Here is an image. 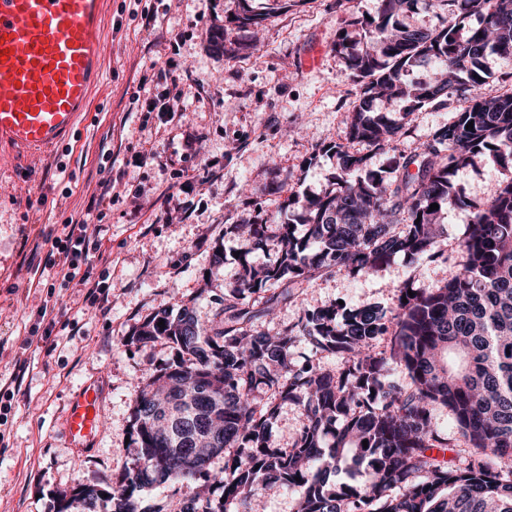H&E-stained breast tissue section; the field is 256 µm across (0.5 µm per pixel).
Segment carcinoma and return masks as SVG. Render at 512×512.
<instances>
[{"label":"carcinoma","mask_w":512,"mask_h":512,"mask_svg":"<svg viewBox=\"0 0 512 512\" xmlns=\"http://www.w3.org/2000/svg\"><path fill=\"white\" fill-rule=\"evenodd\" d=\"M251 2L239 0L233 20L258 24L273 13ZM417 2L376 0L374 13L352 22L363 31L360 48L339 34L334 50L359 89L346 143L318 148L336 158L329 189L298 214L291 193L275 211L230 225L248 246L211 319L184 305L142 322L127 344L161 341L173 355L135 401V462L110 490L77 487L58 512H163L142 507L141 492L184 482L196 491L179 512H254L272 490L295 492L296 512H512V87L488 97L480 81L487 56L512 62V0H426L442 18L434 29L406 21ZM421 66L429 78L409 82ZM383 98L404 102L402 114L384 111ZM453 99L463 107L450 121L416 150L398 151L416 112ZM374 151L396 155L374 171ZM478 157L511 177L493 196L468 200L456 177ZM461 205L471 210L462 267L444 287L408 281L388 310L333 304L305 309L272 334L255 328L319 278L365 277L395 256L443 258V215ZM259 248L272 249L274 261L255 265ZM303 340L340 368L295 364ZM402 368L406 385L392 379ZM288 406L306 424L284 448L274 429ZM442 408L475 449L463 466L445 459L452 445L437 420ZM221 454L224 470L214 472Z\"/></svg>","instance_id":"cac0c4a2"}]
</instances>
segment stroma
Wrapping results in <instances>:
<instances>
[{
    "instance_id": "stroma-1",
    "label": "stroma",
    "mask_w": 512,
    "mask_h": 512,
    "mask_svg": "<svg viewBox=\"0 0 512 512\" xmlns=\"http://www.w3.org/2000/svg\"><path fill=\"white\" fill-rule=\"evenodd\" d=\"M376 0H278L260 25L240 28L228 18L237 0H112L102 85L91 120L76 140L18 172L0 161V380L26 366L22 391L0 424V499L8 512H57L62 493L80 485L110 488L132 467L126 444L134 401L167 345L127 347L159 305L195 302L201 317L213 312L205 283L235 280L241 244L225 228L274 210L289 193L324 191L336 160L314 157L318 143L339 140L356 100L357 85L333 49L348 21L372 13ZM156 10L177 44L141 29L136 13ZM224 29L234 46L221 53L212 35ZM315 65H306L311 52ZM175 59L187 92L185 108L167 122L132 107L144 67ZM118 149L114 164L100 157L101 142ZM156 152L142 165L138 154ZM114 198L103 213L90 212L101 179ZM505 176L477 161L461 170L457 186L472 199L492 196ZM89 211L101 254L92 277L110 289L101 313L80 285L50 289L33 254L44 234L61 230L76 211ZM471 214L449 210L441 247L446 261L410 263L395 257L363 278L342 274L317 279L297 303L280 307L259 329L296 322L303 306L340 301L390 308L398 286L440 288L460 269L459 243ZM224 265L211 269L216 241ZM53 308L48 340L30 341L41 304ZM103 391L101 428L91 453L79 455L65 433L68 403L83 383Z\"/></svg>"
}]
</instances>
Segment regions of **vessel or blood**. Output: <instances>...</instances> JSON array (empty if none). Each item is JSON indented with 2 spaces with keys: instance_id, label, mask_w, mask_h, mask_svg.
<instances>
[{
  "instance_id": "vessel-or-blood-1",
  "label": "vessel or blood",
  "mask_w": 512,
  "mask_h": 512,
  "mask_svg": "<svg viewBox=\"0 0 512 512\" xmlns=\"http://www.w3.org/2000/svg\"><path fill=\"white\" fill-rule=\"evenodd\" d=\"M112 0H0V157L19 165L69 144L90 116L103 76ZM102 396L83 384L72 395L73 447H93Z\"/></svg>"
}]
</instances>
